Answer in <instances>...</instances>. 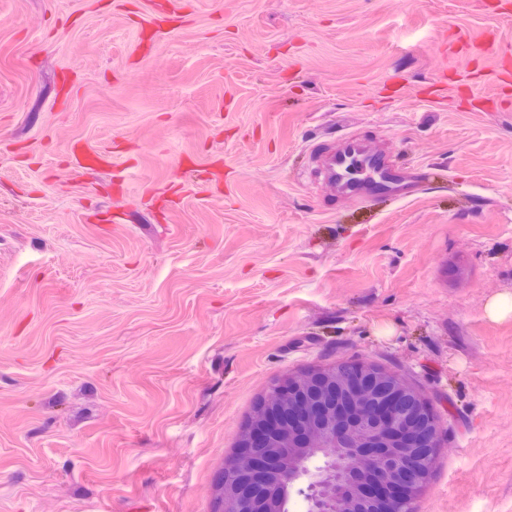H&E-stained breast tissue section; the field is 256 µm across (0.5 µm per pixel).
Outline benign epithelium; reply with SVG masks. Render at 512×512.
<instances>
[{"mask_svg":"<svg viewBox=\"0 0 512 512\" xmlns=\"http://www.w3.org/2000/svg\"><path fill=\"white\" fill-rule=\"evenodd\" d=\"M440 423L408 380L373 364L292 375L258 404L224 468L223 512H383L375 485L413 504L428 485ZM306 481L307 489L299 487Z\"/></svg>","mask_w":512,"mask_h":512,"instance_id":"7a95c632","label":"benign epithelium"}]
</instances>
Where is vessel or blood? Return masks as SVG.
<instances>
[{
	"label": "vessel or blood",
	"mask_w": 512,
	"mask_h": 512,
	"mask_svg": "<svg viewBox=\"0 0 512 512\" xmlns=\"http://www.w3.org/2000/svg\"><path fill=\"white\" fill-rule=\"evenodd\" d=\"M323 157L330 194L338 199H407L425 177L420 169L398 166L383 144L351 133L341 136Z\"/></svg>",
	"instance_id": "b4317fda"
}]
</instances>
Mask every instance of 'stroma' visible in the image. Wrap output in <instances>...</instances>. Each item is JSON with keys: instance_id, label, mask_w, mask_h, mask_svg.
I'll return each instance as SVG.
<instances>
[{"instance_id": "1", "label": "stroma", "mask_w": 512, "mask_h": 512, "mask_svg": "<svg viewBox=\"0 0 512 512\" xmlns=\"http://www.w3.org/2000/svg\"><path fill=\"white\" fill-rule=\"evenodd\" d=\"M343 133L437 174L334 199ZM509 296L512 0H0V512H220L342 362L441 422L416 512H512Z\"/></svg>"}]
</instances>
